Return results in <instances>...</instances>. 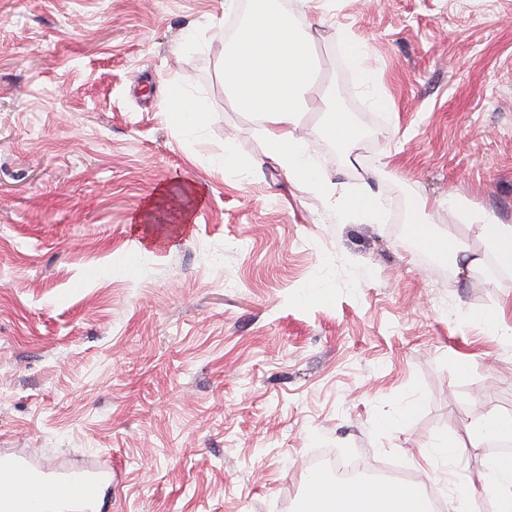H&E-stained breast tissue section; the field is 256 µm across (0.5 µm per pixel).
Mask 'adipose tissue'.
Masks as SVG:
<instances>
[{
	"mask_svg": "<svg viewBox=\"0 0 512 512\" xmlns=\"http://www.w3.org/2000/svg\"><path fill=\"white\" fill-rule=\"evenodd\" d=\"M314 72L308 38L298 33L290 15L270 6L269 0H255L221 65V79L234 110L264 121L269 154L288 178L329 195L332 187L298 135L302 97L314 88ZM166 102L175 127L198 128L208 120L205 105L180 86L168 87ZM448 209L461 223L477 225L485 250L512 266V224L453 195ZM479 479L495 492L494 512H512V460H487ZM299 512H429V502L411 485L355 484L314 471L308 476V495Z\"/></svg>",
	"mask_w": 512,
	"mask_h": 512,
	"instance_id": "1",
	"label": "adipose tissue"
}]
</instances>
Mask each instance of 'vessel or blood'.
<instances>
[{
  "instance_id": "obj_1",
  "label": "vessel or blood",
  "mask_w": 512,
  "mask_h": 512,
  "mask_svg": "<svg viewBox=\"0 0 512 512\" xmlns=\"http://www.w3.org/2000/svg\"><path fill=\"white\" fill-rule=\"evenodd\" d=\"M111 468L57 469L36 464L26 454L0 453V512H19V489L46 490L61 512H96Z\"/></svg>"
}]
</instances>
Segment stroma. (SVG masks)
<instances>
[{
  "mask_svg": "<svg viewBox=\"0 0 512 512\" xmlns=\"http://www.w3.org/2000/svg\"><path fill=\"white\" fill-rule=\"evenodd\" d=\"M283 9L314 49L301 136L331 198L288 180L263 121L225 95V0H0V452L111 455L110 512H297L336 456L407 471L448 512L454 473L493 455L472 426L512 416V352L472 318L512 322V270L490 274L477 225L440 205L512 224V0ZM172 84L206 126H172ZM325 91L360 132L352 151L322 133ZM186 182L195 224L144 252L139 215ZM348 193L380 199L384 222L339 218ZM418 220L484 271L450 268ZM444 437L456 463L419 470Z\"/></svg>",
  "mask_w": 512,
  "mask_h": 512,
  "instance_id": "35a3bbf8",
  "label": "stroma"
}]
</instances>
